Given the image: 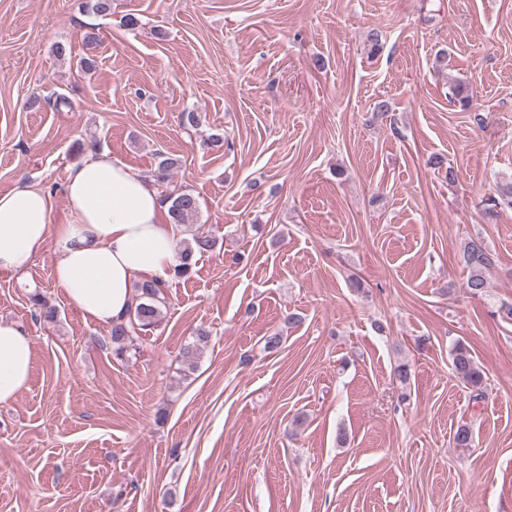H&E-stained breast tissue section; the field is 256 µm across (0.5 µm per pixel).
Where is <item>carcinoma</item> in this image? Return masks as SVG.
<instances>
[{
    "label": "carcinoma",
    "instance_id": "cac0c4a2",
    "mask_svg": "<svg viewBox=\"0 0 512 512\" xmlns=\"http://www.w3.org/2000/svg\"><path fill=\"white\" fill-rule=\"evenodd\" d=\"M159 158L160 161L151 176L163 186L161 203L167 205L172 223L181 226L194 223L199 214L197 197L181 187L172 188L166 185L170 171L178 167L179 160L162 154ZM483 205L484 216L488 219L492 218L499 208L504 206L512 208V183L499 189L497 194L489 196L483 201ZM216 245V238L201 229L194 233L191 239L179 242V263L173 269L174 275L179 278L189 276L196 255L212 252ZM462 257L469 269L465 288L471 296L479 297L488 288L486 271L495 265V256L484 241L476 237L464 242ZM134 291V308L128 311L125 319L114 323L110 331V342L114 345V353L118 357L128 352V347L132 345L134 338L158 326L162 318V308L166 306V297L159 286L140 283L134 287ZM32 302L36 305L37 319L48 323L56 321L57 310L49 305L45 298L36 295L32 298ZM450 360L452 370L459 378L473 388L480 389L483 376L465 344L458 342L453 346Z\"/></svg>",
    "mask_w": 512,
    "mask_h": 512
}]
</instances>
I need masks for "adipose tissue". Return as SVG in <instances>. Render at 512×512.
<instances>
[{
	"mask_svg": "<svg viewBox=\"0 0 512 512\" xmlns=\"http://www.w3.org/2000/svg\"><path fill=\"white\" fill-rule=\"evenodd\" d=\"M65 198L73 219L54 224L41 189L20 185L0 193V276L25 273L55 245L57 287L84 319L111 324L132 305L133 278L168 280L177 263L178 227L154 181L104 153L88 152L69 168ZM32 369L31 336L0 319V404L27 389Z\"/></svg>",
	"mask_w": 512,
	"mask_h": 512,
	"instance_id": "adipose-tissue-1",
	"label": "adipose tissue"
}]
</instances>
